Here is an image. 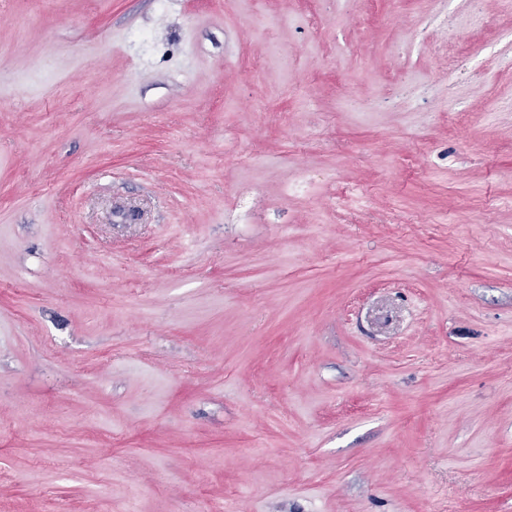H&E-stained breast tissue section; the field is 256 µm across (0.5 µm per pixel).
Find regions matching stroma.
<instances>
[{
	"label": "stroma",
	"mask_w": 512,
	"mask_h": 512,
	"mask_svg": "<svg viewBox=\"0 0 512 512\" xmlns=\"http://www.w3.org/2000/svg\"><path fill=\"white\" fill-rule=\"evenodd\" d=\"M0 512H512V0H0Z\"/></svg>",
	"instance_id": "1"
}]
</instances>
